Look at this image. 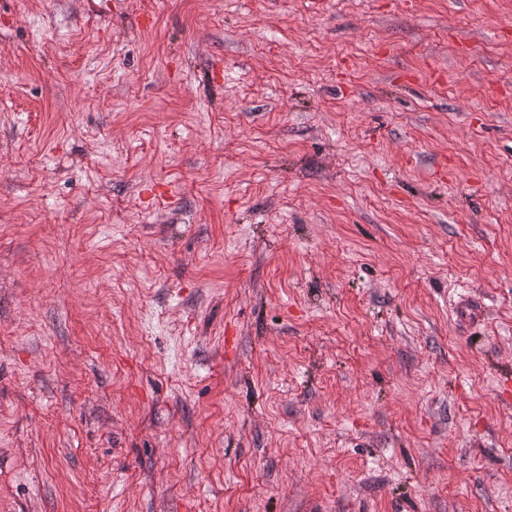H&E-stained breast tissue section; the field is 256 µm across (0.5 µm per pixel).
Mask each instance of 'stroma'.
<instances>
[{"instance_id":"stroma-1","label":"stroma","mask_w":512,"mask_h":512,"mask_svg":"<svg viewBox=\"0 0 512 512\" xmlns=\"http://www.w3.org/2000/svg\"><path fill=\"white\" fill-rule=\"evenodd\" d=\"M509 377L512 0H0V512H512Z\"/></svg>"}]
</instances>
